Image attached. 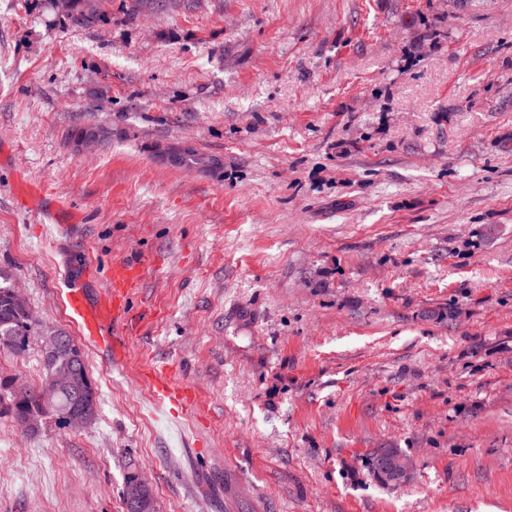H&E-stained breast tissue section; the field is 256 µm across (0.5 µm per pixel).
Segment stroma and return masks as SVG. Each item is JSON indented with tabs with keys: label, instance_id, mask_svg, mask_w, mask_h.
<instances>
[{
	"label": "stroma",
	"instance_id": "1",
	"mask_svg": "<svg viewBox=\"0 0 512 512\" xmlns=\"http://www.w3.org/2000/svg\"><path fill=\"white\" fill-rule=\"evenodd\" d=\"M0 0V269L88 424L0 401V512H512V0ZM108 138L76 148L79 128ZM218 159L172 165L170 149ZM69 197L59 230L15 199ZM142 275L98 353L64 306ZM197 394L157 407L142 363ZM40 390L42 342L0 346ZM410 477L380 484L375 449ZM72 2L71 0L58 1L62 8L67 12L70 11L72 3L70 17L73 19L75 24H84L100 15L99 11L97 12V6L94 1L72 0ZM16 195L21 200L20 204L24 207L42 202L47 195H52L54 198L51 200L50 209L67 221H75L70 218L74 209L67 197L51 193L44 185L28 180L23 175L20 176L16 184ZM59 333L67 336L69 345L64 347L56 356H44L45 380L54 372L75 368V360H80L82 356L81 361L77 363L78 368H76L79 374L73 370L54 373L45 381L41 392L54 394L61 389L74 390L75 410L73 408L70 409L73 406V402L65 393H59L57 398L44 403L41 399L40 391L34 392L23 384L17 385L14 380H0V389H9L12 414L17 422L28 432L34 433L37 431L39 425L41 426L43 414L47 412H52L59 419L60 413L70 409L63 415V418L68 421L69 425L73 426L87 424L88 418L96 414V404L91 386L85 387L81 381L78 382V375L83 378H89L82 351L71 336L63 332ZM75 349H79L81 355L74 351L72 354L73 360L70 358V352Z\"/></svg>",
	"mask_w": 512,
	"mask_h": 512
}]
</instances>
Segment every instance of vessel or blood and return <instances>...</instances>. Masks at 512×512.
I'll list each match as a JSON object with an SVG mask.
<instances>
[{
  "mask_svg": "<svg viewBox=\"0 0 512 512\" xmlns=\"http://www.w3.org/2000/svg\"><path fill=\"white\" fill-rule=\"evenodd\" d=\"M16 195L25 206L49 201L51 210L66 219L73 213L67 197L49 196L44 185L24 177L19 178L16 184ZM139 272L140 266L134 262L114 264L103 297L93 301L77 286H70L65 291V306L71 319L80 326L89 341L117 360L123 359L125 346L123 342L113 339L112 327L124 317L126 303ZM147 377L154 396L163 406L184 409L192 406L193 392L177 381L168 366L152 365Z\"/></svg>",
  "mask_w": 512,
  "mask_h": 512,
  "instance_id": "obj_1",
  "label": "vessel or blood"
}]
</instances>
